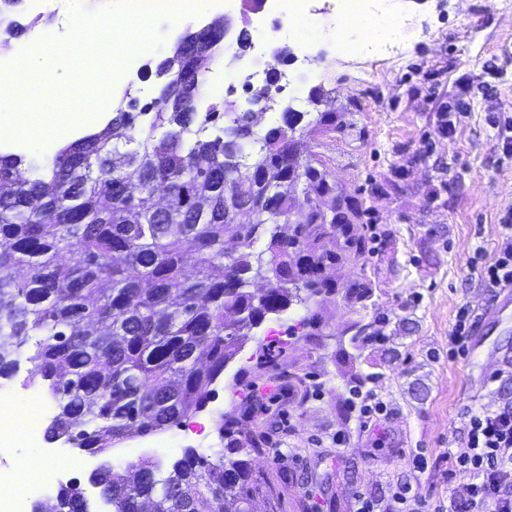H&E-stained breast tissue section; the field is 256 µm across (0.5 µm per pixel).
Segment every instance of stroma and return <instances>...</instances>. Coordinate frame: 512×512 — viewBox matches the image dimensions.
I'll return each instance as SVG.
<instances>
[{
	"instance_id": "1",
	"label": "stroma",
	"mask_w": 512,
	"mask_h": 512,
	"mask_svg": "<svg viewBox=\"0 0 512 512\" xmlns=\"http://www.w3.org/2000/svg\"><path fill=\"white\" fill-rule=\"evenodd\" d=\"M99 2L63 0L59 13L37 18L20 9L11 39L26 42L50 27L72 35L83 20L101 16ZM387 9L403 39L391 50L346 56L327 16L317 15L310 33L294 37L270 34L257 18L243 24L241 0L227 8L234 25L204 76L200 106L225 97L249 110L247 92L236 85L240 64L272 61L276 49L292 55L281 65L291 80L281 103L309 112L311 88L329 91L352 126L310 141L304 155L320 160L355 198L362 212L357 231L374 244L358 264L324 274L341 286L370 283L373 295L362 304L320 296L268 315L216 380L206 408L181 425L99 454L54 442L53 467L65 483L79 485L93 512H108L89 482L99 465L122 471L149 459L166 468L188 448L211 454L223 445L217 427L224 416L258 441L252 512H355L361 495L376 499L381 512H396L393 494L406 483L435 507L447 505L452 490L465 498L464 482L446 479V456L463 447L473 413L512 404V379L502 375L504 360L512 359V308L486 321L476 357L448 355L459 308L476 315L494 300L496 289L477 264L492 261L512 224V152L503 149L512 136V0H388ZM211 21L205 11L146 26L149 47L132 75L144 89L138 103L161 96L159 68L176 37ZM303 55L309 64L300 63ZM108 62L98 46L79 43L64 62L31 77L35 123L12 148L23 158L24 176L51 163L64 140L86 135L79 125L63 137L50 131L59 117L79 115L103 95L99 75ZM446 120L453 136L440 132ZM311 316L318 323L309 335H289V326ZM356 325L371 340L354 350ZM292 373L297 381H289ZM365 377L384 405L367 432L350 409V390ZM275 383L288 387V397L250 409L249 389Z\"/></svg>"
}]
</instances>
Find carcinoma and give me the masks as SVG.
<instances>
[{"label": "carcinoma", "instance_id": "1", "mask_svg": "<svg viewBox=\"0 0 512 512\" xmlns=\"http://www.w3.org/2000/svg\"><path fill=\"white\" fill-rule=\"evenodd\" d=\"M159 73L183 84L179 99L135 115L115 105L105 127L63 146L33 178L18 175L20 156L0 154V376L27 348L24 386L47 385L56 403L46 436L93 453L202 408L267 315L339 291L349 302L372 295L366 283L341 289L324 276L369 245L355 231L353 197L301 161L310 139L349 125L329 93L310 91L324 107L313 118L284 112L258 136L254 113L233 101L197 110L203 73L191 47L175 46ZM220 118L222 133L206 135ZM227 234L242 247L229 258ZM65 249L77 260L61 266ZM261 275L266 288L252 290ZM224 438L210 455L186 449L165 474L146 460L131 479L109 466L91 482L112 512H144L148 499L151 512H247L256 441L230 427ZM57 506L90 512L75 485L58 491Z\"/></svg>", "mask_w": 512, "mask_h": 512}]
</instances>
